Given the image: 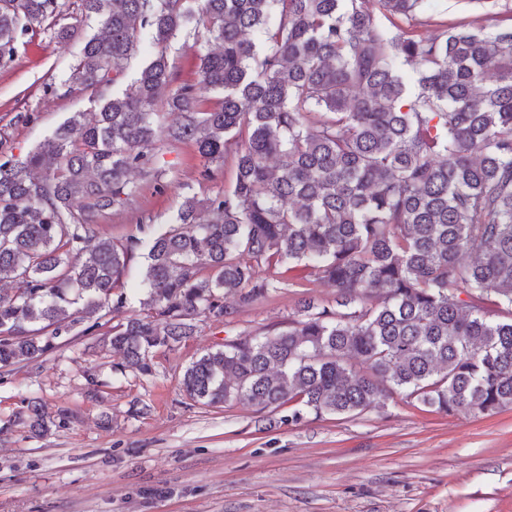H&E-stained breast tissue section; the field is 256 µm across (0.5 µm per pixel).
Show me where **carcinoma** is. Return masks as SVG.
Segmentation results:
<instances>
[{
  "label": "carcinoma",
  "instance_id": "cac0c4a2",
  "mask_svg": "<svg viewBox=\"0 0 512 512\" xmlns=\"http://www.w3.org/2000/svg\"><path fill=\"white\" fill-rule=\"evenodd\" d=\"M424 0H0V60L38 30L65 41L97 20L61 86L97 91L23 156L0 139V369L93 336L126 307L147 251L143 315L112 326L121 368L231 322L300 270L336 289L285 329L244 336L185 369L184 394L262 412L356 416L395 393L447 415L512 407V0H475L490 28L434 29ZM200 79L177 83L181 31ZM152 53L124 88L130 62ZM164 113L176 116L160 122ZM160 141L231 161V186L184 197L169 227L113 242L97 216L140 180ZM32 433L63 428L27 405Z\"/></svg>",
  "mask_w": 512,
  "mask_h": 512
}]
</instances>
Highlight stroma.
I'll return each instance as SVG.
<instances>
[{
	"mask_svg": "<svg viewBox=\"0 0 512 512\" xmlns=\"http://www.w3.org/2000/svg\"><path fill=\"white\" fill-rule=\"evenodd\" d=\"M422 20H479L472 0H426ZM94 22L58 42L37 32L0 65V136L26 153L74 112L94 108L92 90L54 88ZM166 188L142 185L100 217V237L119 240L138 219L168 222L183 197L229 187L231 166L202 181L187 145L158 144ZM334 305L332 288L287 286L241 310L232 323L204 320L196 334L152 357V375L122 371L111 346L77 335L0 374V512H512V409L446 416L394 395L353 417L312 415L295 425L279 412L230 402L208 407L181 388L201 354L294 319L301 297ZM68 410V426L31 435L32 399Z\"/></svg>",
	"mask_w": 512,
	"mask_h": 512,
	"instance_id": "stroma-1",
	"label": "stroma"
}]
</instances>
